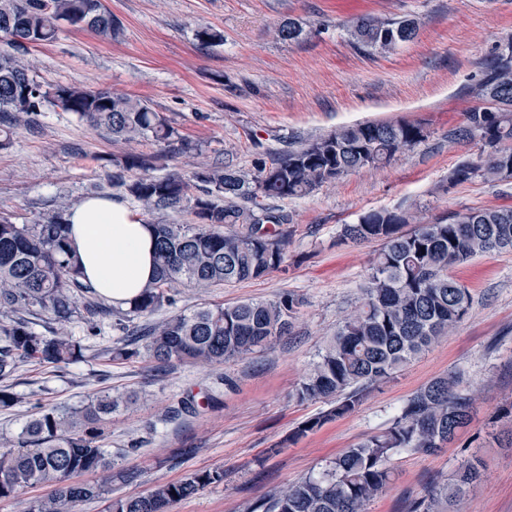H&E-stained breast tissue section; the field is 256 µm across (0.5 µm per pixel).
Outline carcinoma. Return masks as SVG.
<instances>
[{
    "mask_svg": "<svg viewBox=\"0 0 512 512\" xmlns=\"http://www.w3.org/2000/svg\"><path fill=\"white\" fill-rule=\"evenodd\" d=\"M63 22L105 36L120 32L102 0H0V33L20 44L53 42ZM419 29L417 18L366 16L357 19L349 35L363 52H386L413 41ZM274 35L298 42L304 28L288 20ZM476 94L483 105L467 113L463 127L448 133V141L474 142L481 150L478 161L455 167L450 181L456 184L476 177L488 182L512 178V40L499 45ZM48 105L118 140L151 137L183 151L193 149L138 98L76 85L45 89L31 75V64L1 54L0 149L11 143L14 127ZM426 138L420 124L364 122L338 127L268 162L261 159L252 174L226 165L197 173L193 182L176 174L130 181L117 175L143 210L186 206L195 217L192 224L152 225L156 276L118 314L84 287L68 237L69 203H59L37 224H17L0 212V380L24 362L55 367L85 358L82 339L56 330L40 333L32 317L44 316L61 326L80 321L91 335L96 334L94 318L101 314H116L115 328L123 333L126 320L143 318L136 337L120 341L111 357H141L156 367L174 361L221 364L290 335L303 306V299L292 293L269 301L201 303L160 322L149 318L175 305L181 287H227L283 268L287 225L293 219L267 201L304 197L349 172L382 168ZM115 166L144 169L148 160L128 153ZM408 224L413 228L405 229ZM340 238L356 244L379 241L381 248L361 305L338 323L295 392L299 401L327 399L331 407L301 423L293 440L354 412L365 388L390 379L457 327L472 298L449 270L483 253L512 252V206L468 209L434 222L408 210H376L343 225ZM123 403L122 394L109 391L78 406L34 403L20 432L0 437V500L42 487L46 493L32 499L27 512H74L96 499L109 500L108 512H170L175 503L224 482V470L216 468L159 483L146 494L112 497V483L131 485L138 478L131 469L115 468L112 454L99 445L107 416ZM472 404L459 376L437 377L414 392L385 429L259 501L253 512H369L395 479L392 457L400 452L431 455L454 442L471 421ZM82 473L97 480L75 481ZM480 478V460H464L414 503L413 512H459L457 506Z\"/></svg>",
    "mask_w": 512,
    "mask_h": 512,
    "instance_id": "1",
    "label": "carcinoma"
}]
</instances>
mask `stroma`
<instances>
[{"label": "stroma", "mask_w": 512, "mask_h": 512, "mask_svg": "<svg viewBox=\"0 0 512 512\" xmlns=\"http://www.w3.org/2000/svg\"><path fill=\"white\" fill-rule=\"evenodd\" d=\"M122 25L119 38L62 25L53 43L22 49L0 34V53L32 63L42 85L73 84L146 100L198 151L185 153L151 140L126 144L93 129L78 115L46 107L34 125L15 128L0 149V211L19 224L37 223L61 199L92 195L118 200L144 223H192L183 211L146 213L108 180L113 158L136 153L148 174L192 178L228 164L253 172L257 159L342 125L418 121L428 138L385 168L349 173L302 198L281 200L293 217L285 268L231 288L182 289L176 307L268 301L284 293L304 300L290 336L243 359L215 366L174 362L154 368L141 358L113 361L121 334L112 318L83 336L87 356L45 367L22 364L8 385L17 402L0 408V436H13L35 402L79 405L100 391L138 397L110 415L102 447L139 474L126 486L144 494L156 484L220 468L224 481L173 505L171 512H250L256 501L317 471L367 436L385 428L406 400L432 379L459 371L478 391L472 420L437 454L401 453L396 479L370 512H409L426 487L448 478L470 456L481 480L461 512H512V253L479 255L454 268L472 307L452 333L393 378L367 389L350 415L325 423L298 441L288 435L328 409L324 400L297 402L295 389L316 361L325 337L358 307L379 243H341L343 225L373 209L417 203L428 219L470 208L512 205V179L476 178L451 184L458 163L476 159L478 145L450 142V129L479 106L473 92L496 47L512 38V0H103ZM366 15L416 17L417 37L386 54L357 50L346 27ZM294 19L307 36L278 40L274 27ZM222 42L201 43L198 28ZM195 410L182 412L183 403Z\"/></svg>", "instance_id": "35a3bbf8"}]
</instances>
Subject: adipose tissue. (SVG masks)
I'll use <instances>...</instances> for the list:
<instances>
[{
  "mask_svg": "<svg viewBox=\"0 0 512 512\" xmlns=\"http://www.w3.org/2000/svg\"><path fill=\"white\" fill-rule=\"evenodd\" d=\"M67 221L85 283L115 304L135 299L155 272L151 227L126 205L107 197L76 202Z\"/></svg>",
  "mask_w": 512,
  "mask_h": 512,
  "instance_id": "obj_1",
  "label": "adipose tissue"
}]
</instances>
